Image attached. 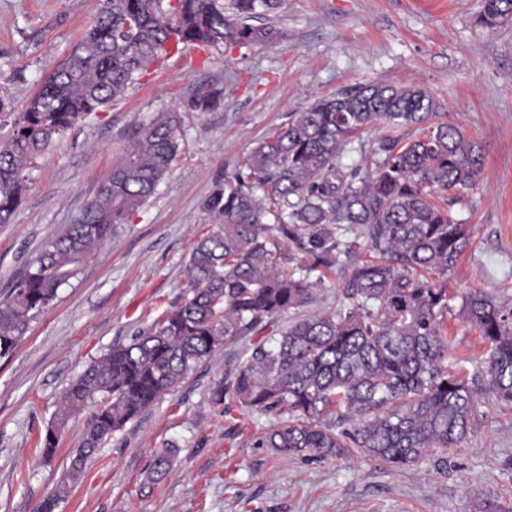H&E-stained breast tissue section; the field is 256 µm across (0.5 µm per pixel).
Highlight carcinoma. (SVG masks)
Here are the masks:
<instances>
[{"mask_svg": "<svg viewBox=\"0 0 512 512\" xmlns=\"http://www.w3.org/2000/svg\"><path fill=\"white\" fill-rule=\"evenodd\" d=\"M282 2L103 0L0 145V223L10 219L28 170L56 137L123 97L172 50L272 43L279 31L253 21ZM509 20L512 0H484L482 25L493 29ZM219 103L204 87L192 98L202 112ZM374 125L386 133L359 162L344 164L346 144ZM179 126L178 116L166 112L140 127L80 220L47 245L34 270L12 282L0 298V357L16 348L31 319L114 226L153 194L177 155ZM481 166L477 143L442 121L434 98L416 84H360L296 113L224 174V185L205 203L217 224L191 251L183 302L70 383L45 453L55 448V430L95 405L67 475L78 480L107 437L202 359L312 303L311 274L320 270L339 273L340 304L247 346L233 376L215 389V401L260 413L286 410L254 447L289 456L340 459L359 450L402 469L458 447L472 429L477 392L512 406V311L483 291L461 293L460 314L487 343L469 378L448 365L442 334L451 310L448 271L469 229L435 198L470 189ZM172 448L154 456L152 473H168Z\"/></svg>", "mask_w": 512, "mask_h": 512, "instance_id": "carcinoma-1", "label": "carcinoma"}]
</instances>
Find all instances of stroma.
Returning <instances> with one entry per match:
<instances>
[{"label":"stroma","mask_w":512,"mask_h":512,"mask_svg":"<svg viewBox=\"0 0 512 512\" xmlns=\"http://www.w3.org/2000/svg\"><path fill=\"white\" fill-rule=\"evenodd\" d=\"M100 7L0 0V142ZM481 9L482 0H285L268 19L280 32L273 44L227 45L203 64L198 48H184L55 139L0 224V296L77 223L143 123L161 112L182 118L178 155L154 194L0 358V512H38L59 495L92 415L72 417L55 454L43 456L65 389L182 300L190 253L213 222L203 204L225 173L255 140L349 86L418 84L482 150L473 189L448 206L469 225L470 242L448 273L444 325L450 362L475 372L486 344L460 315L459 293L477 288L512 310V23L482 27ZM201 87L217 91L220 105L192 110ZM242 356L239 347L218 350L114 433L55 512H512V408L490 395L476 394L472 430L441 466L431 457L401 470L358 453L288 457L253 445L277 413L213 401ZM167 443L172 467L151 480L149 463Z\"/></svg>","instance_id":"1"}]
</instances>
